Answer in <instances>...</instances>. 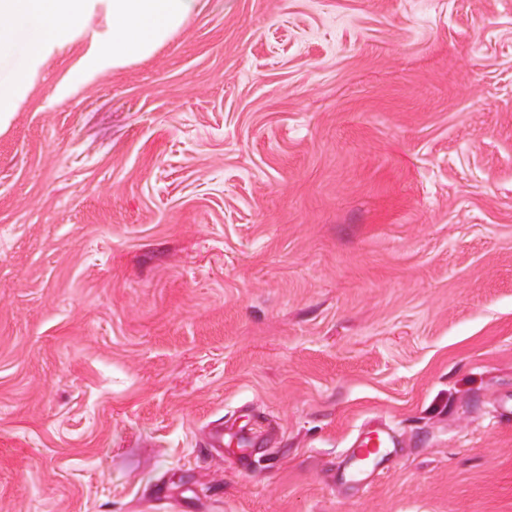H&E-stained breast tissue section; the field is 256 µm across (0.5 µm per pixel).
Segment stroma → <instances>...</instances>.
I'll use <instances>...</instances> for the list:
<instances>
[{
	"mask_svg": "<svg viewBox=\"0 0 512 512\" xmlns=\"http://www.w3.org/2000/svg\"><path fill=\"white\" fill-rule=\"evenodd\" d=\"M109 35L0 125V512H512V0H198L66 90ZM372 428L373 430L365 436L357 438L355 442L357 448L353 451L356 456L368 457L371 454H377L380 448H387L391 437L389 429L381 423L374 424Z\"/></svg>",
	"mask_w": 512,
	"mask_h": 512,
	"instance_id": "1",
	"label": "stroma"
}]
</instances>
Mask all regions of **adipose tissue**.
<instances>
[{"label": "adipose tissue", "mask_w": 512, "mask_h": 512, "mask_svg": "<svg viewBox=\"0 0 512 512\" xmlns=\"http://www.w3.org/2000/svg\"><path fill=\"white\" fill-rule=\"evenodd\" d=\"M197 0H106L111 36L95 42L66 77L79 87L87 71L121 67L148 55L181 26ZM91 11V0H0V57L25 45L30 65L0 83V119L14 112L32 85L35 65L67 45Z\"/></svg>", "instance_id": "ef3b65f1"}]
</instances>
